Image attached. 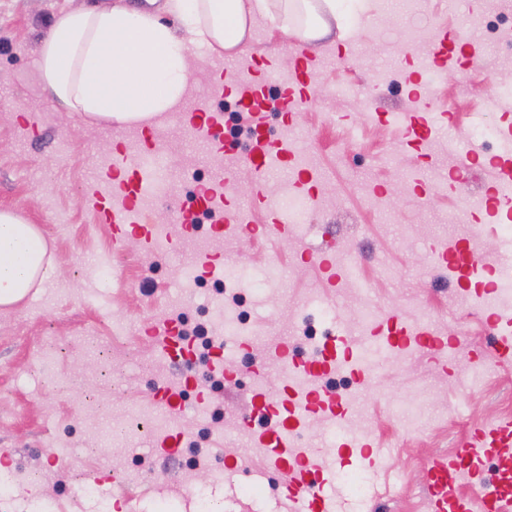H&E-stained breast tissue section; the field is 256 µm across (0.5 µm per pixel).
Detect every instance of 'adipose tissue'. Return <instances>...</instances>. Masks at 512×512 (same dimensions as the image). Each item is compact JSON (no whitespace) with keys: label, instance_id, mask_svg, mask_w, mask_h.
Returning <instances> with one entry per match:
<instances>
[{"label":"adipose tissue","instance_id":"ef3b65f1","mask_svg":"<svg viewBox=\"0 0 512 512\" xmlns=\"http://www.w3.org/2000/svg\"><path fill=\"white\" fill-rule=\"evenodd\" d=\"M177 28L118 4L57 14L43 39L46 88L81 116L124 128L174 111L190 84L187 62L199 51L234 50L258 21L311 43L331 33L336 0H164ZM53 254L36 225L0 211V307L25 300L53 276Z\"/></svg>","mask_w":512,"mask_h":512}]
</instances>
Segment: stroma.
<instances>
[{
    "mask_svg": "<svg viewBox=\"0 0 512 512\" xmlns=\"http://www.w3.org/2000/svg\"><path fill=\"white\" fill-rule=\"evenodd\" d=\"M108 0H0V210L19 212L36 225L55 259L56 272L43 292L0 309V465L10 471L0 486V512H110L115 498H129L124 512H199L198 491H206L217 512H288L280 482L265 472L263 457L248 438L229 440L211 433L215 408L227 421L248 411L253 370L262 368L270 391L284 380L271 353L287 342L295 359L303 350L300 324L310 314L309 301L319 297L336 311L332 324L312 323L315 341L342 333L358 316V300L346 288H325L312 256L327 251L344 257L358 275L363 299L380 312H397L412 321L416 306L434 315L438 330L462 336L457 357L444 360L432 352L404 353L368 363V381L347 400V420L367 427L381 443L383 465L391 475L390 494L375 512H427L425 473L430 461L459 452L477 425L512 418V370L490 375L473 388L464 370L474 352L490 350L494 332L469 310L453 306L452 288L439 286L434 255L445 242L487 228L477 205L488 193L486 166L500 153L498 137L481 143L468 138L472 125L485 122L498 129L494 100L512 98V70L503 69L507 43L481 40L474 63L445 70L431 79L418 50L399 51L397 30L420 22L429 29L454 28L460 12L481 11L488 0H420L421 15L403 14L399 0H371L364 13L356 0H342L343 30L314 42L322 65L313 90L297 112L294 130L304 147L317 154L318 194L333 193L334 206L305 205L303 222L291 238L271 242L244 235L225 239L217 250L225 267L244 273L243 310L250 333L237 337L224 364L231 377L221 390L210 388L205 362L193 360L188 373L186 407L180 411L183 438H202L205 472H191L190 451L160 460L152 442L89 446V425L102 428L129 411L156 406L155 376L145 365L156 350L146 333L159 309L187 297L203 312L208 328L221 319V295L214 282L195 270L194 259L206 253L208 231L183 234L178 216L195 209V185L208 182L229 160L243 158L247 138L227 139L222 153L186 125L185 113L199 98H186L174 112L173 124L158 136V151L168 158L166 175L157 183L149 221L171 224L164 251L146 254L138 238L120 252L112 250V227L101 222L83 201L89 183L112 162L115 143H124L128 161L150 162L139 142L125 130L85 120L48 95L39 72V49L54 16L63 10L103 6ZM291 45L267 24L256 27L243 46L244 56L274 60L265 79L269 95H278L279 72L290 69ZM391 70L398 83H376L379 69ZM419 82L433 111L455 118V132L473 156L461 178L448 173V141L440 138L414 146L393 124L369 120L372 112H410L408 91ZM302 199L290 170L269 176L265 194L277 212L256 207L252 172L239 167L230 188L232 206L249 211L255 225L292 224L277 204L280 192ZM110 264V286L99 287L98 265ZM285 270L268 290L256 288L252 275L265 262ZM197 282L192 293L181 286L183 269ZM55 347L53 380L38 383L35 369L48 347ZM429 393L438 416L427 433L413 438L391 415L395 401ZM77 451L60 459L58 440ZM245 457L247 467L225 470L227 456ZM48 472L49 483H34L33 471ZM233 484L236 496L219 489ZM96 488L89 496L87 488Z\"/></svg>",
    "mask_w": 512,
    "mask_h": 512,
    "instance_id": "stroma-1",
    "label": "stroma"
}]
</instances>
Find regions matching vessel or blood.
Returning a JSON list of instances; mask_svg holds the SVG:
<instances>
[{
	"instance_id": "b4317fda",
	"label": "vessel or blood",
	"mask_w": 512,
	"mask_h": 512,
	"mask_svg": "<svg viewBox=\"0 0 512 512\" xmlns=\"http://www.w3.org/2000/svg\"><path fill=\"white\" fill-rule=\"evenodd\" d=\"M294 73L288 87L278 98L267 97L264 70H254L251 77L225 86V94L235 98L247 111L252 128L251 145L245 162L256 180H263L271 170L290 166L294 153L284 139L270 138L266 120L270 109H277L285 124H292L296 110L306 99V90L320 65L315 54L293 50ZM433 68H463L476 56L473 44L457 40L447 30H438L430 44ZM191 127L213 144L224 142V115L220 112H192L187 116ZM403 138L417 142L432 136L449 134L451 120L447 113L429 112L424 108L404 113L395 122ZM500 135L504 152L492 163L493 184L485 202L490 223L512 222V125L502 126ZM109 179L101 180L91 189L90 199L101 221L111 224L112 241L122 247L130 236H138L146 249L156 247L157 232L149 224L147 205L154 194L152 172L139 164L127 162L123 150H116ZM234 167H226L204 187L196 191V210L181 213L183 233H191L199 214L210 216L211 232L217 237L242 234L262 235L268 239L288 236L284 224L257 226L249 214L233 209L224 192L234 178ZM437 265L447 269L449 276L464 290H473L475 304L493 287L492 281L501 269L512 266V252L505 251L483 257L478 236L452 242L435 257ZM486 321L496 332L490 351L476 354L477 366L494 363L512 364V313L492 311ZM148 334L159 352L172 362H186L192 352L179 334L174 321L151 324ZM372 335L380 347L389 351L413 348L429 349L447 355L449 348L458 346L459 337L444 336L421 324H408L398 315L389 314L376 323ZM353 336L326 338L316 355L306 361L291 364L292 376L279 392H270L263 375H256L251 407L238 418L253 447L263 449L264 468L282 479L289 512H354L335 496L328 494L336 468L356 464L366 469H378L380 451L367 435H341L336 440V453L325 459L312 448L296 447L293 438L308 415L322 414L341 419L345 411L335 394L324 383L338 372L364 379L363 357ZM494 459L495 477L480 480V466L485 459ZM478 481L475 496L466 497L459 491L460 478ZM428 512H512V419H500L474 429L452 456L437 457L426 472Z\"/></svg>"
}]
</instances>
